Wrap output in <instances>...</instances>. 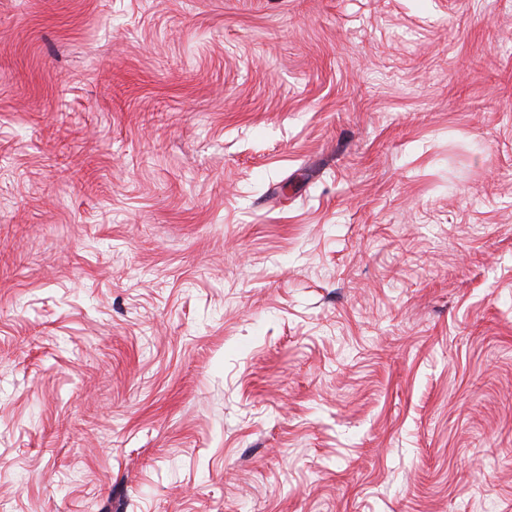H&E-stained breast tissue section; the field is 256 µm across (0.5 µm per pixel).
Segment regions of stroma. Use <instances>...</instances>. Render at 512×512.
Returning <instances> with one entry per match:
<instances>
[{"mask_svg":"<svg viewBox=\"0 0 512 512\" xmlns=\"http://www.w3.org/2000/svg\"><path fill=\"white\" fill-rule=\"evenodd\" d=\"M0 512H512V0H0Z\"/></svg>","mask_w":512,"mask_h":512,"instance_id":"stroma-1","label":"stroma"}]
</instances>
